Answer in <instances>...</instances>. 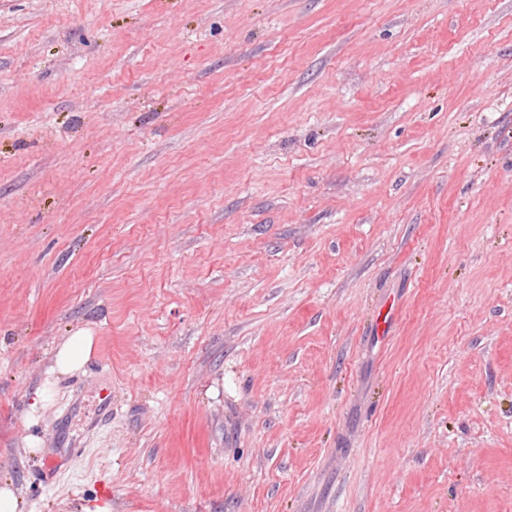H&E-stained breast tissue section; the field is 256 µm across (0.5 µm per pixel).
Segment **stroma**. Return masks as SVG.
<instances>
[{"mask_svg":"<svg viewBox=\"0 0 512 512\" xmlns=\"http://www.w3.org/2000/svg\"><path fill=\"white\" fill-rule=\"evenodd\" d=\"M0 481L512 512V0H0ZM96 344V336L85 331L67 336L56 352L52 372L70 374L81 369L91 359Z\"/></svg>","mask_w":512,"mask_h":512,"instance_id":"35a3bbf8","label":"stroma"}]
</instances>
